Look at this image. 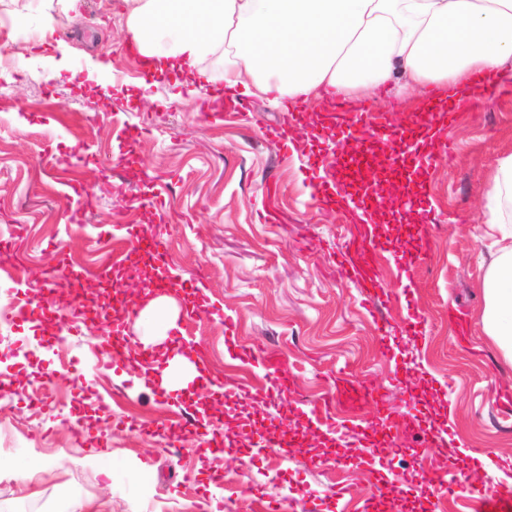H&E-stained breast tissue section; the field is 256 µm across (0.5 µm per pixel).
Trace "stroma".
Listing matches in <instances>:
<instances>
[{
    "label": "stroma",
    "mask_w": 512,
    "mask_h": 512,
    "mask_svg": "<svg viewBox=\"0 0 512 512\" xmlns=\"http://www.w3.org/2000/svg\"><path fill=\"white\" fill-rule=\"evenodd\" d=\"M55 18L46 30L29 13L25 38L0 40V226L25 228L20 300L64 293L47 278L63 259L83 273L108 253L129 268L132 245L113 243V225H163L165 264L207 304L195 320L178 319L196 363L211 383L266 388L264 370L227 344L275 351L289 391L239 405L255 420L249 434L294 444L257 453L240 434L218 454L187 433L171 445L161 425L182 415L179 391L158 394L125 360L97 365L115 324L83 323L54 353L29 324L0 323V380L11 387L0 406L11 420L0 440V512L73 503L77 512H245L233 488L211 490V475L224 472L251 482L258 505L278 496L289 512H363L373 500L378 512H428L439 479L460 471L467 483L443 512H475L481 491L512 487V362L482 322L492 252L482 201L498 159L512 154V91L457 112L429 172L431 224L405 210L413 184L384 144L397 221L380 224L367 276L352 279L340 265L351 214L315 192L317 163L343 154V134L307 140L311 122L254 96L244 122L237 103L204 104L171 77L142 98L123 0H79ZM95 62L106 68L92 77ZM151 191L163 192V210L148 207ZM77 209L84 219L74 223ZM340 376L379 393L356 424L375 436L373 453L405 494L391 495L358 464L334 466L320 445L309 417ZM435 428L450 451L431 459L419 444ZM34 458L42 471L16 479Z\"/></svg>",
    "instance_id": "35a3bbf8"
}]
</instances>
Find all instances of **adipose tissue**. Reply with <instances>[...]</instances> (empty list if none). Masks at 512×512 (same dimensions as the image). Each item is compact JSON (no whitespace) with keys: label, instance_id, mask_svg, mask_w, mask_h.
<instances>
[{"label":"adipose tissue","instance_id":"adipose-tissue-1","mask_svg":"<svg viewBox=\"0 0 512 512\" xmlns=\"http://www.w3.org/2000/svg\"><path fill=\"white\" fill-rule=\"evenodd\" d=\"M137 54L200 94L202 62L224 61L228 93L359 102L411 84L473 111V88L512 86V0H124ZM512 154L487 192V234L497 249L483 281L484 328L512 359Z\"/></svg>","mask_w":512,"mask_h":512}]
</instances>
